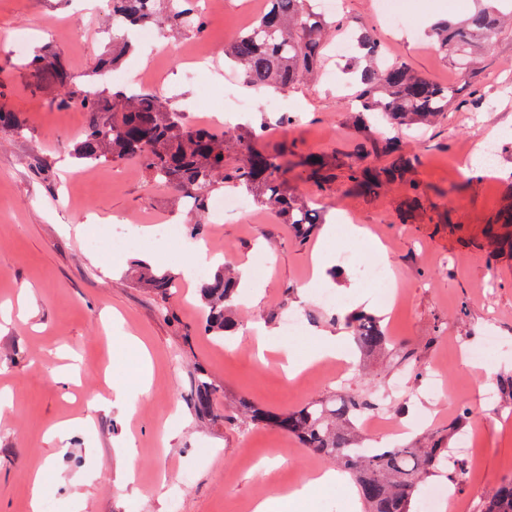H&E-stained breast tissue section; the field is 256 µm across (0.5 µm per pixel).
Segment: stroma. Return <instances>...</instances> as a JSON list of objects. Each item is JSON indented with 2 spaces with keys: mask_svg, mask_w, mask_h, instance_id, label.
Wrapping results in <instances>:
<instances>
[{
  "mask_svg": "<svg viewBox=\"0 0 512 512\" xmlns=\"http://www.w3.org/2000/svg\"><path fill=\"white\" fill-rule=\"evenodd\" d=\"M222 3L206 15L203 29L165 35L164 52L145 48L127 55L124 71L139 72L141 88L166 99L188 122L220 111L228 127L268 125L267 147L336 157L337 178L326 190L312 187L297 168L288 174V187L311 197L337 231L360 224L385 246L379 262L362 246L331 286L345 297L344 312L380 316L393 341L411 351L413 369L389 357L357 356L344 377L328 360L287 381L277 357L261 364L249 340L254 323H264L271 341L299 358L323 337L345 335L320 289L308 285L314 248L337 257L335 234L319 229L298 242L291 225L254 205L195 237L186 227L197 214L183 192L150 182L131 161L85 167L72 147L87 113L36 91L24 63L49 47L85 79L112 49L110 18H97L87 31L77 0H0V29L24 39L21 51L0 48V102L25 122L22 131L0 132V306L16 302L20 287L28 289L23 311L0 313V390L11 392L0 402V512H71L77 499L84 512H243L329 464L285 432L242 424L240 398L284 412L342 390L377 395L400 376L413 395L402 415L415 433L452 442L470 438L473 449L459 462L463 479L455 491L467 512H480L486 491L512 481V227L495 222L512 206V24L481 45L479 68L465 80L452 59L436 51L428 26L464 16L475 0H430L423 10L416 0H392L393 13L404 21L400 28L391 25L380 0H342L344 33L366 22L388 61L407 63L456 90L437 124L400 133L424 192L421 208L405 222L400 183L364 196L345 179L349 164L381 163L349 121L347 97L356 85L345 58L326 49L320 69L279 94L280 110L272 112L270 91L247 86L224 64L225 43L263 12L266 0ZM182 47L208 54L211 68L201 78H187ZM282 112L293 121L279 132ZM479 140L497 143V168L464 178L466 153ZM166 224L181 226L179 239L161 236ZM128 238L144 239V248L128 251ZM107 239L108 250L101 246ZM201 246L221 263L246 262L252 271V287L238 297L237 334L225 341L204 333L200 282L186 273L197 265ZM377 262L393 276L400 307L384 305L377 288L362 280L361 267ZM144 264L175 276L172 294L141 286ZM290 312L303 318L305 329L287 337L281 325ZM490 328L504 342L497 358L480 370L461 364L457 341L479 346ZM125 336L139 338L151 352L150 388L144 394L131 389L134 413L92 411L89 396H111V384L126 382L136 366L135 351L121 342ZM75 357L77 382L62 388L55 369ZM201 379L218 389L207 412L194 401ZM489 386L498 391L497 405L482 400ZM462 405L471 411L464 420L458 417ZM74 418L82 424L67 441L47 439L57 422ZM126 443L135 465L120 489L116 460ZM39 469L45 481L36 503L32 476Z\"/></svg>",
  "mask_w": 512,
  "mask_h": 512,
  "instance_id": "stroma-1",
  "label": "stroma"
}]
</instances>
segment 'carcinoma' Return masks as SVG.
<instances>
[{"label":"carcinoma","mask_w":512,"mask_h":512,"mask_svg":"<svg viewBox=\"0 0 512 512\" xmlns=\"http://www.w3.org/2000/svg\"><path fill=\"white\" fill-rule=\"evenodd\" d=\"M477 7L461 20L434 23L430 34L441 51L453 50L457 63L466 64L472 43L492 39L501 30L512 7L504 0H476ZM112 17L129 26L154 22L181 29L200 28L202 16L195 0H112ZM339 22L328 20L306 7V0H268V8L257 18L254 29L236 36L224 47V54L242 67L244 82L257 88L288 91L311 75L321 64L325 35ZM356 42L368 55L360 71L361 88L356 98L357 128L365 135L371 152L389 157L378 169L351 167L346 178L360 189L375 192L384 183L404 177L410 159L402 152L397 136L376 137L369 120L385 121L394 129L431 123L448 111L455 94L451 86L437 84L408 64H384V47L372 30L362 24ZM112 43L118 52L102 59L90 74L95 82L101 70L119 61L120 54L134 49L122 29L112 27ZM27 66L39 78V86L54 89L60 107L76 106L90 114L74 155L86 164L102 160H133L159 185H169L186 194L193 207L203 213L212 193L224 186L250 193L257 204L280 215L296 229L299 241L309 237L322 223L308 203L288 192L286 174L292 165L303 168L305 180L322 189L336 178V159L324 153L308 152L292 164L288 148L270 150L261 143L263 133L255 130L216 133L211 127L189 125L158 95L125 88L87 91L88 84L74 81L61 55L45 51L33 56ZM0 130L18 131L16 113L0 106ZM233 142L237 158L225 159L224 143ZM175 277L149 273L144 283L167 295ZM236 278L217 270L203 283L200 297L208 309L204 330L225 337L236 329L229 309L238 294ZM358 349L366 354L386 352L401 362L408 352L387 335L371 314L346 318ZM215 387L198 381L195 401L202 410L212 407ZM376 400L347 393L339 401L308 403L298 409L276 413L242 399L243 423L270 426L296 437L310 453L336 464L354 480L364 512H414V500L421 484L442 469H449L448 446L432 442L428 448L396 446L358 447L354 427L360 412L375 407ZM482 512H512V482L502 483L486 497Z\"/></svg>","instance_id":"cac0c4a2"}]
</instances>
